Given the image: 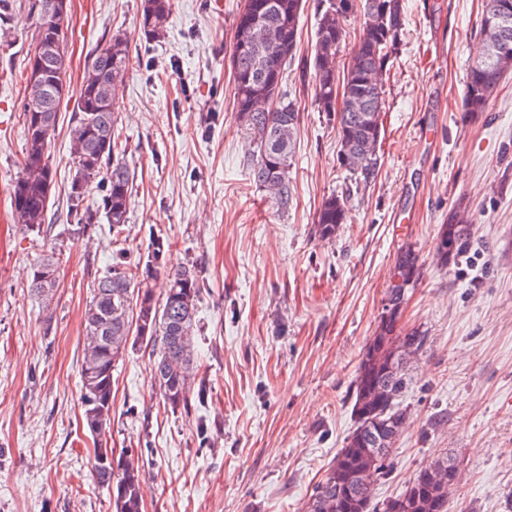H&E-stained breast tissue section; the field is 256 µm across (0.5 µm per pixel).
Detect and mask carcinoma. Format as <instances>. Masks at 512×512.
Here are the masks:
<instances>
[{
  "instance_id": "cac0c4a2",
  "label": "carcinoma",
  "mask_w": 512,
  "mask_h": 512,
  "mask_svg": "<svg viewBox=\"0 0 512 512\" xmlns=\"http://www.w3.org/2000/svg\"><path fill=\"white\" fill-rule=\"evenodd\" d=\"M350 10L340 11L336 0H316L318 23L313 48L311 78L314 103L318 110L336 120L340 136L338 163L354 176L356 185L367 186L379 170L378 149L381 137V113L385 105L382 74L398 48L403 29L402 0H349ZM500 0H485L479 33L482 54L469 67L463 103L468 112H482L491 96L486 75L488 54L507 35L510 56L494 60L493 83L512 70V18H496ZM42 0L27 3L35 18L33 40H56L62 58H67L62 23L65 14L45 16L35 12ZM259 22L237 14L230 61L235 83V116L240 130L252 148V179L262 195L281 211L293 198L290 168L295 149L299 113L283 90L284 67L296 50L303 0H252ZM361 8L366 18L363 37L355 47L349 69L336 74V54L345 40L344 21L351 10ZM172 0H140V22L145 35L159 39L166 31ZM132 66L127 43L112 36L102 49L85 62L81 83L75 92L70 122L69 191L71 214L75 223L68 231L85 233L88 227L106 221L112 240L119 241L128 223L133 176L115 157L114 130L118 115L114 108L101 109L95 90L108 95L122 82ZM56 112L42 113L40 124L20 112L25 132V159L22 176L11 187V204L17 223L25 233L45 232L48 201L53 181L50 147L57 126ZM101 190L97 206L84 204L92 188ZM348 196L332 195L317 216L319 236L332 239L347 223ZM438 236L458 242L454 256L469 246L466 224H445ZM164 258L163 241L154 242L144 267L131 274L120 263L113 264L95 280L91 299L83 314L86 339L80 367V403L83 424L97 448L112 420V371L128 351L138 344L157 349L153 366L164 407L177 410L188 407L193 378L194 336L197 303L202 285L196 270L181 266L168 273V288L162 301L155 300L149 288H133L134 280H147L156 274ZM422 264L416 251L399 249L394 272L404 281L417 283ZM59 258L50 255L33 269L31 293L49 307L58 288ZM400 315L380 318L374 336L366 344L354 379L352 412L356 427L346 438L307 503V512H369L375 486L391 469V444L388 450L366 456L364 449L374 448L375 420L398 422L406 429L409 414L400 406V397L409 384V364L392 370L395 351L408 349L410 358L423 351L426 336L417 329L398 327ZM450 473L429 477L428 469L410 479L404 491L393 498L398 512H436L434 499L441 497L437 484L450 487L457 475L456 460L443 458ZM91 471L96 481L112 490L114 512H141L142 471L133 455L120 457L105 468L94 462Z\"/></svg>"
}]
</instances>
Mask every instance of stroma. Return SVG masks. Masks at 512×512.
<instances>
[{"label": "stroma", "mask_w": 512, "mask_h": 512, "mask_svg": "<svg viewBox=\"0 0 512 512\" xmlns=\"http://www.w3.org/2000/svg\"><path fill=\"white\" fill-rule=\"evenodd\" d=\"M0 37V512H112L90 474L93 442L79 402L82 316L116 257L146 262L163 240L168 269L195 267L194 356L203 401L164 407L148 348L112 373L114 456L144 469L142 512H304L355 427L353 380L373 336L400 246L422 275L399 321L425 333L401 404L411 422L375 489L382 506L436 459L455 458L450 512H512V72L481 112L466 111L484 0H404V29L385 83L380 169L351 191L337 163L338 127L313 102L315 0L284 88L298 112L293 200L275 212L250 175L233 106L230 47L242 0H173L164 36L146 41L140 0H68L70 88L110 36L132 66L115 97V154L134 174L121 242L107 224L74 237L65 100L51 144L44 244L15 223L10 188L23 171V92L11 81L30 47L25 0ZM349 193L346 224L324 240L316 215ZM468 215L471 246L440 265L434 248L451 214ZM60 255L55 303L29 290L33 265Z\"/></svg>", "instance_id": "35a3bbf8"}]
</instances>
